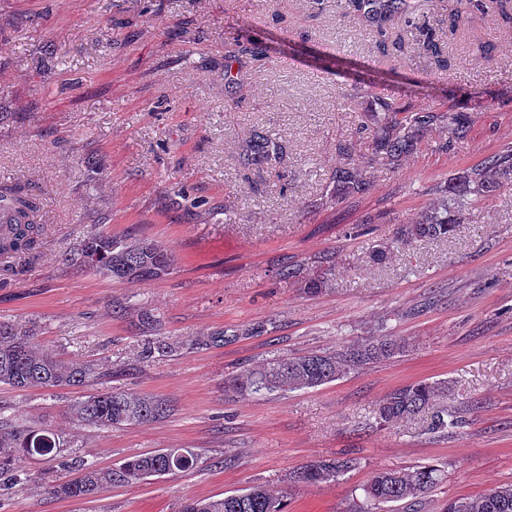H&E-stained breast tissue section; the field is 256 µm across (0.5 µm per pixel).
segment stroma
<instances>
[{"instance_id": "obj_1", "label": "stroma", "mask_w": 512, "mask_h": 512, "mask_svg": "<svg viewBox=\"0 0 512 512\" xmlns=\"http://www.w3.org/2000/svg\"><path fill=\"white\" fill-rule=\"evenodd\" d=\"M377 37L336 0H0V112L21 115L0 123V181L40 194L46 228L37 259L0 263V321L34 331L64 359L111 366L113 386L174 407L145 426L80 427L69 409L94 387L0 384V415L61 433L68 457L101 467L166 448L201 455L193 469L88 502L49 494L71 469L23 456L21 483L0 495V512H180L185 499L256 484L282 492L286 512H351L373 472L419 465L440 467L442 480L416 510L442 512L448 498L512 484V187L469 209L452 239L417 242L381 267L364 257L450 175L512 144V29L471 19L447 47L450 71L410 48L382 55ZM476 38L509 53L472 59ZM250 42L266 45L268 59L225 67V53ZM362 76L374 84L358 111L393 97L415 109L461 105L475 118L469 139L451 146L447 132L428 130L391 169L357 118L336 107ZM256 130L285 144V181L242 166ZM344 143L373 186L313 209ZM88 156L98 172L87 171ZM99 230L159 241L172 273L120 284L62 263ZM327 252L336 281L319 295L275 276ZM126 302L132 310L113 316ZM141 305L181 350L143 356ZM386 333L403 340L401 354L334 382L268 396L227 387L272 356ZM195 338L203 346L189 348ZM422 380L447 381L435 408L460 417L459 428L377 424L387 393ZM342 451L359 465L341 480L288 486V472Z\"/></svg>"}]
</instances>
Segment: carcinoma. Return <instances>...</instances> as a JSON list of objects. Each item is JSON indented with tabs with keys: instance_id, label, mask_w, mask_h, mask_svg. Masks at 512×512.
<instances>
[{
	"instance_id": "obj_1",
	"label": "carcinoma",
	"mask_w": 512,
	"mask_h": 512,
	"mask_svg": "<svg viewBox=\"0 0 512 512\" xmlns=\"http://www.w3.org/2000/svg\"><path fill=\"white\" fill-rule=\"evenodd\" d=\"M497 6L495 17L502 27H512V0H492ZM353 9L378 27L396 17H406V28L398 41L376 42L383 55L390 47L402 48L409 42L433 58L442 69L453 62L443 57L440 37L431 26L420 27L408 19L410 0H349ZM492 6L486 0H451L448 4V35L455 36L465 20L475 13L487 14ZM474 118L460 107L446 110H413L391 101L383 102L381 112L359 114V129L373 132L372 151L385 159L391 168L421 145L425 131L448 130L447 149L466 141ZM343 162L326 173V195L317 206L336 205L365 194L371 187L367 170L356 163L353 146H339ZM247 160L254 165L279 163L280 145L267 134H252L246 149ZM506 186H512V146L485 156L479 163L448 178L440 195L424 207L409 224H400L393 237L381 241L366 253L368 262L383 266L394 251L418 241L447 240L464 223L465 212L488 200ZM0 207L15 212L10 231L0 236V255L21 262L35 256L40 246L43 226L38 220L40 199L20 184L0 186ZM63 261L92 269L115 283H138L161 279L174 267V258L166 247L153 240L127 236L115 240L98 231L86 236L79 245L64 254ZM279 278L294 284L310 295L329 287L336 277V256L324 253L313 258L311 265H284ZM403 351L401 341L387 334L371 336L360 344L332 352H308L273 356L262 364L248 368L229 381L241 394L274 393L315 388L336 381L364 365L393 358ZM112 372L92 361H66L48 349L34 347L30 337L9 322H0V383L16 389L34 387H79L96 384L100 391L75 402L71 411L75 420L98 429H120L158 422L169 415V404L152 394L132 395L118 387L106 385ZM448 392L445 380L419 381L391 391L380 404L379 423L412 422L423 418L439 397ZM459 420L445 411L435 412L428 430L444 432L456 427ZM68 447L67 441L46 428H34L19 420L0 417V486L20 481L13 472L15 460L24 455L58 458ZM199 461L192 448H170L134 455L115 467H98L84 462L74 469V476L53 484L49 493L57 498L83 501L95 497L110 486L138 483L151 476L173 474L193 469ZM358 458L343 454L319 460L288 473L291 486L316 485L337 481L355 469ZM442 470L433 465L417 466L410 471H376L360 487L354 512H378L389 502L416 503L441 479ZM180 512H285L284 496L262 485H254L237 494L222 498L186 500ZM445 512H512V485L487 489L475 497L448 500Z\"/></svg>"
}]
</instances>
